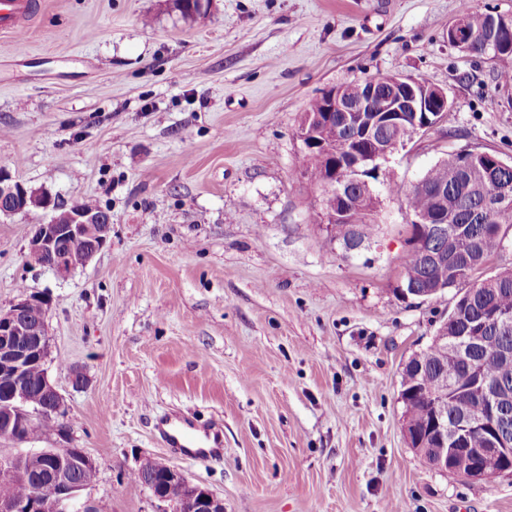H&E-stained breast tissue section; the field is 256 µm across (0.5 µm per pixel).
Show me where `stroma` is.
<instances>
[{"label":"stroma","instance_id":"35a3bbf8","mask_svg":"<svg viewBox=\"0 0 512 512\" xmlns=\"http://www.w3.org/2000/svg\"><path fill=\"white\" fill-rule=\"evenodd\" d=\"M27 50L0 33V167L56 203L112 217L66 279L27 263L48 212L0 216V310L49 297L48 375L70 446L97 464L92 512H157L132 474L180 469L224 512H512V477L471 483L409 448L402 370L453 305L397 293L410 215L345 253L311 212L296 137L309 104L353 79L403 73L448 94L447 119L383 166L412 185L462 150L512 160V84L449 46L461 0H34ZM86 383L72 385L73 371ZM181 412L224 430L223 459L176 456L154 431Z\"/></svg>","mask_w":512,"mask_h":512}]
</instances>
